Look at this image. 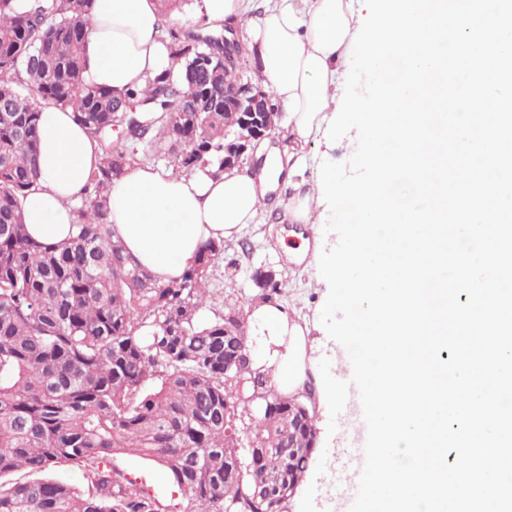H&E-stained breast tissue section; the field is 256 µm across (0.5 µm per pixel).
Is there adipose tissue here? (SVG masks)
I'll list each match as a JSON object with an SVG mask.
<instances>
[{"mask_svg":"<svg viewBox=\"0 0 512 512\" xmlns=\"http://www.w3.org/2000/svg\"><path fill=\"white\" fill-rule=\"evenodd\" d=\"M207 23L243 25L258 59L259 80L288 114L287 156L273 153L257 173L228 169L218 177L163 175L137 167L113 181L110 220L128 252L159 282L179 278L201 244L229 239L255 223L268 192L286 183L293 194L282 207L290 223H311L326 193L323 175L308 174L295 151L327 132L344 108L339 68L355 30L354 0H271L253 16L254 0H196ZM84 51L89 83L117 91L145 88L168 67L159 28V0H91ZM39 177L22 201L25 224L39 241L62 242L73 232L72 204L83 192L102 149L71 110L49 106L40 115ZM252 359L277 388L298 394L309 382L306 336L289 310L261 303L248 312Z\"/></svg>","mask_w":512,"mask_h":512,"instance_id":"1","label":"adipose tissue"}]
</instances>
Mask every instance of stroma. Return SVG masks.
<instances>
[{
  "label": "stroma",
  "instance_id": "obj_1",
  "mask_svg": "<svg viewBox=\"0 0 512 512\" xmlns=\"http://www.w3.org/2000/svg\"><path fill=\"white\" fill-rule=\"evenodd\" d=\"M357 143L355 132H348L338 141L323 138L309 141L304 149L313 171H320L324 161L345 162L353 155ZM286 186H279L267 197V207L258 223L249 224L233 239L224 243V256L210 271L208 285L213 290L212 307L207 317L224 312V295L233 293L241 309L253 306L251 276L256 269L278 271L287 286L280 299L296 318L308 321L307 337L315 360L340 358L343 348L332 340L321 323V311L327 299V288L312 258L303 262L286 258L284 247H297L304 225L288 224L277 201L287 194ZM327 405L317 408L318 443L311 460L309 480L288 501L286 512H325L329 503L344 499L345 489L352 473L348 463L340 462L330 454L331 449L345 448L351 443L346 424H339L336 432H329ZM114 465L137 486L158 495L165 502L176 503L180 498L177 488L168 481L163 469L156 463L139 457L119 455Z\"/></svg>",
  "mask_w": 512,
  "mask_h": 512
}]
</instances>
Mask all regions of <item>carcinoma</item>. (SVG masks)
I'll use <instances>...</instances> for the list:
<instances>
[{"label": "carcinoma", "mask_w": 512, "mask_h": 512, "mask_svg": "<svg viewBox=\"0 0 512 512\" xmlns=\"http://www.w3.org/2000/svg\"><path fill=\"white\" fill-rule=\"evenodd\" d=\"M90 0H0V512H285L315 448L313 419L286 437L303 400L279 392L248 364L224 377V359L248 348L245 318L224 297L205 316V288L224 240L200 247L194 266L161 283L128 254L108 210L112 180L148 159L173 169L224 172L221 73L224 35L191 25L162 27L172 66L144 90L115 93L84 82L83 18ZM206 112L186 111L191 92ZM138 103L124 114L123 102ZM73 110L95 139L113 128L147 144L142 156L104 148L74 208L73 236L43 243L27 232L21 203L38 178L40 113ZM263 303L286 282L257 270ZM133 455L162 466L181 491L170 506L111 463ZM84 470L87 485L46 476L59 463Z\"/></svg>", "instance_id": "cac0c4a2"}]
</instances>
